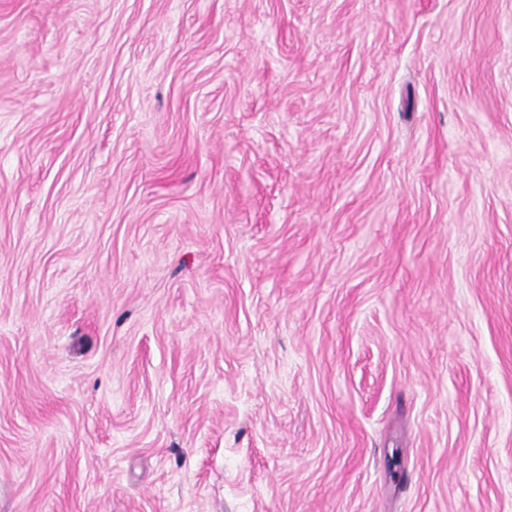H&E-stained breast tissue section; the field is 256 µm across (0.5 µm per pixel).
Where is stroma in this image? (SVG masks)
Returning a JSON list of instances; mask_svg holds the SVG:
<instances>
[{"instance_id": "1", "label": "stroma", "mask_w": 512, "mask_h": 512, "mask_svg": "<svg viewBox=\"0 0 512 512\" xmlns=\"http://www.w3.org/2000/svg\"><path fill=\"white\" fill-rule=\"evenodd\" d=\"M0 512H512V0H0Z\"/></svg>"}]
</instances>
